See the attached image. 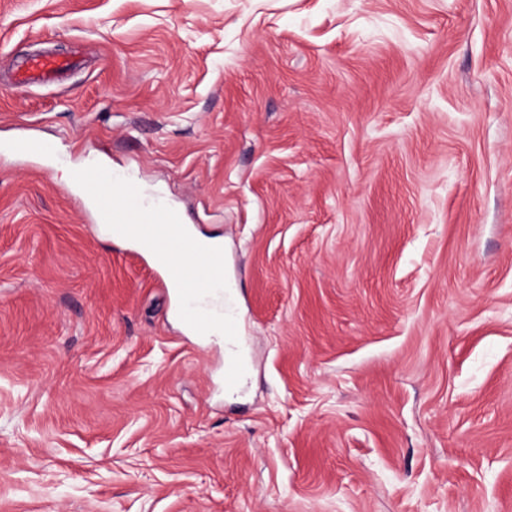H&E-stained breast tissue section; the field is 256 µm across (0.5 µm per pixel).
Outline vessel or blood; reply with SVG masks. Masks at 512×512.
<instances>
[{
	"mask_svg": "<svg viewBox=\"0 0 512 512\" xmlns=\"http://www.w3.org/2000/svg\"><path fill=\"white\" fill-rule=\"evenodd\" d=\"M69 60L44 55L30 56L17 79L24 85L68 68ZM122 172L107 167L89 169L83 192L103 223L112 227V234L147 253L163 273V284L175 303L172 314L193 334L204 335L212 326L213 311L227 303L224 290V255L214 254L207 262L196 263L190 257L194 242L184 231L181 212L160 201L146 200L141 207L126 209L113 204L109 196L101 194L102 182L120 184ZM225 340L224 386L237 388L244 373V365L235 354L234 341L237 321L223 320Z\"/></svg>",
	"mask_w": 512,
	"mask_h": 512,
	"instance_id": "obj_1",
	"label": "vessel or blood"
}]
</instances>
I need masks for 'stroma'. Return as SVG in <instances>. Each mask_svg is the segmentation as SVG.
<instances>
[{"label":"stroma","mask_w":512,"mask_h":512,"mask_svg":"<svg viewBox=\"0 0 512 512\" xmlns=\"http://www.w3.org/2000/svg\"><path fill=\"white\" fill-rule=\"evenodd\" d=\"M93 158L222 238L237 390ZM0 512H512V0H0ZM72 65L70 60L60 59L44 55L30 56L24 65L17 83L20 85L29 84L35 80L44 78Z\"/></svg>","instance_id":"35a3bbf8"}]
</instances>
